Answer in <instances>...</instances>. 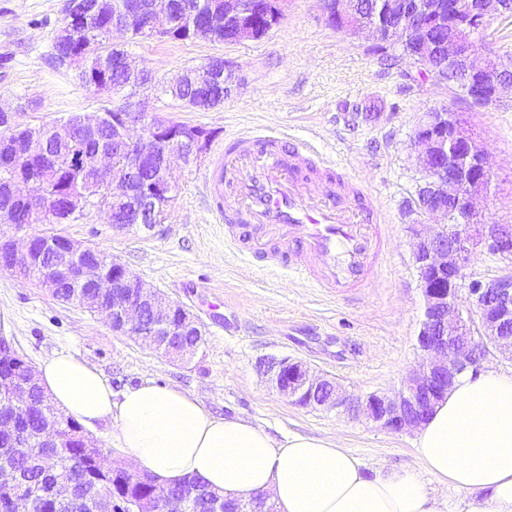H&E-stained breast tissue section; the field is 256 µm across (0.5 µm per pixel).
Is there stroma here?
Segmentation results:
<instances>
[{
  "label": "stroma",
  "instance_id": "obj_1",
  "mask_svg": "<svg viewBox=\"0 0 512 512\" xmlns=\"http://www.w3.org/2000/svg\"><path fill=\"white\" fill-rule=\"evenodd\" d=\"M67 0H0V105L20 123H52L74 112H99L118 96L81 87L50 60L51 40ZM367 35L328 26L320 0H290L281 22L258 40L237 44L146 40L129 44L136 63L172 77L215 57L226 62L231 94L222 106L188 109L158 96L151 104L176 122L214 131L197 160L172 162L176 199L163 224L113 230L89 209L66 223L22 229L0 224V237L50 231L119 259L135 277L183 304L205 326L198 353L175 361L149 345L113 334L98 317L65 305L38 286L0 272V307L12 312L6 338L31 365L65 352L103 373L114 396L151 378L197 394L219 416H237L274 438L291 433L335 438L365 465L418 468L416 436L374 428L333 410H313L277 394L260 362L296 359L329 374L351 393L397 390L416 368L422 318L408 211L420 173L412 133L423 113L445 109L482 141L496 174L487 219L512 224V95L480 110L435 78L413 82L409 58L383 59ZM258 128L309 141L354 174L384 210L383 266L372 287L348 298L327 296L282 269L239 255L207 207L202 182L215 149Z\"/></svg>",
  "mask_w": 512,
  "mask_h": 512
}]
</instances>
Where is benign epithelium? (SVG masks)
Here are the masks:
<instances>
[{"label":"benign epithelium","mask_w":512,"mask_h":512,"mask_svg":"<svg viewBox=\"0 0 512 512\" xmlns=\"http://www.w3.org/2000/svg\"><path fill=\"white\" fill-rule=\"evenodd\" d=\"M205 11L187 17V27L224 30L226 40L240 43L258 40L268 33L262 21L275 26L285 15L290 0H220ZM325 23L346 35L371 33L374 48H393L409 41L416 44L418 63L427 66L435 59L448 62L451 71L461 76V90L471 107L483 108L512 94V60L487 51L477 30L505 14H512V0H371L370 10L356 14L343 9L340 0H321ZM124 18L112 23L110 34L129 35L132 23H141L143 35L162 39L172 31L167 10L145 6L141 0H121ZM94 13L86 0H69V8L60 27L62 35L87 31ZM100 41L88 36L74 57L56 62L60 68L84 66L101 56ZM193 86L205 90L214 79L211 64L186 70ZM157 83L139 81L136 93L127 103L112 110V151L92 155L76 154L73 168L94 175L95 195H73L61 206L48 193L58 178L51 167H44L26 183L24 203L31 224H57L59 212L67 211L71 220L88 208L104 212L112 228L124 231L149 222L153 228L164 222L166 213L157 212L153 200L158 196L173 203L177 192L171 160L188 164L203 154L211 140L207 130H186L157 113L149 111ZM106 115L79 113L76 122L61 126L57 134L64 141H77L98 128ZM24 155L31 161L46 157L44 135L34 129L23 134ZM418 147L416 166L421 183L409 212L432 220L430 224H412L413 258L423 299V318L417 336V348L426 362L402 380L392 395L372 392L354 396L326 375L314 374L308 366L290 358H266L264 373L273 388L291 403L315 410H336L353 419H362L382 430L411 433L423 423L434 405L453 386L455 379L468 370H479L498 359L512 360V224H496L483 218L494 172L488 166L485 149L459 123L448 124V113L426 112L414 129ZM161 160L159 172L148 183L138 180L139 171ZM138 198V205L119 222L110 202L125 196ZM481 251L493 258L496 273L473 276L467 273L469 256ZM93 247L61 234H33L19 242L0 240V270L18 277L37 280L53 291L63 283L74 288H93L91 299L80 298L91 313L103 319L112 332L146 341L154 349L177 358L193 356L200 348L205 326L177 301L132 276L118 259H100ZM466 291L470 305L458 304ZM13 356L12 373L0 377L6 385L0 393V424L9 426V439L16 449L37 446L48 449L47 468L61 462L56 448H67L81 441L91 442L83 433H75L49 421L38 432L18 431L15 420L34 404L33 394H44L35 379L33 367L4 338L0 355ZM100 472L112 471L137 478L143 469L108 465L107 455L92 456ZM54 498L61 503L76 502L80 512H190L193 496L186 491L178 498L160 504L151 496L131 501L112 497V501L89 496L67 483H57ZM8 512H35L33 497L22 490H7ZM211 512H271L268 499L258 495L248 500H229L211 492Z\"/></svg>","instance_id":"7a95c632"}]
</instances>
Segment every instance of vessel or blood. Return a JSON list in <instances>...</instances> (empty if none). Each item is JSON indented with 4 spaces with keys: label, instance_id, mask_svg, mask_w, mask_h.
Instances as JSON below:
<instances>
[{
    "label": "vessel or blood",
    "instance_id": "vessel-or-blood-1",
    "mask_svg": "<svg viewBox=\"0 0 512 512\" xmlns=\"http://www.w3.org/2000/svg\"><path fill=\"white\" fill-rule=\"evenodd\" d=\"M256 132L218 151L203 181L240 252L339 294L370 287L384 213L349 173L305 142Z\"/></svg>",
    "mask_w": 512,
    "mask_h": 512
}]
</instances>
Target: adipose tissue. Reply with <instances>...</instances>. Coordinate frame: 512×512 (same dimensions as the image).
I'll list each match as a JSON object with an SVG mask.
<instances>
[{
  "instance_id": "1",
  "label": "adipose tissue",
  "mask_w": 512,
  "mask_h": 512,
  "mask_svg": "<svg viewBox=\"0 0 512 512\" xmlns=\"http://www.w3.org/2000/svg\"><path fill=\"white\" fill-rule=\"evenodd\" d=\"M36 377L54 404L83 425L115 419L120 448L162 482L198 477L227 498L266 494L279 512H439L415 472L366 473L330 437L277 440L151 379L116 402L104 375L69 353L41 363ZM415 451L437 480L482 495L474 512H512V376L462 375L419 428Z\"/></svg>"
}]
</instances>
